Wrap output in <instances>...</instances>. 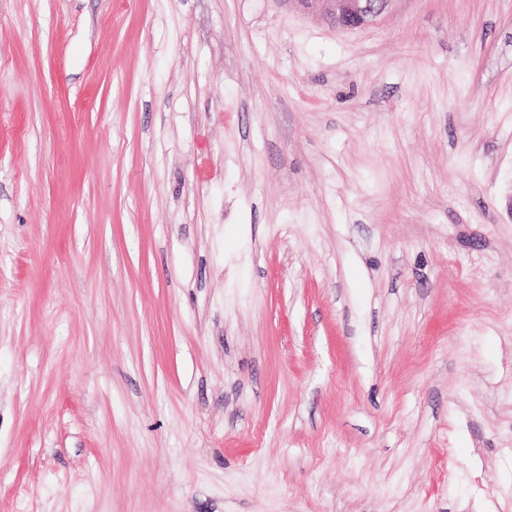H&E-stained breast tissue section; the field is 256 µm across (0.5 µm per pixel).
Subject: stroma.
I'll return each mask as SVG.
<instances>
[{
    "label": "stroma",
    "instance_id": "stroma-1",
    "mask_svg": "<svg viewBox=\"0 0 512 512\" xmlns=\"http://www.w3.org/2000/svg\"><path fill=\"white\" fill-rule=\"evenodd\" d=\"M0 512H512V0H0ZM307 7L325 5L328 15L336 26L353 30L366 25L371 19L382 14L390 0H300Z\"/></svg>",
    "mask_w": 512,
    "mask_h": 512
}]
</instances>
